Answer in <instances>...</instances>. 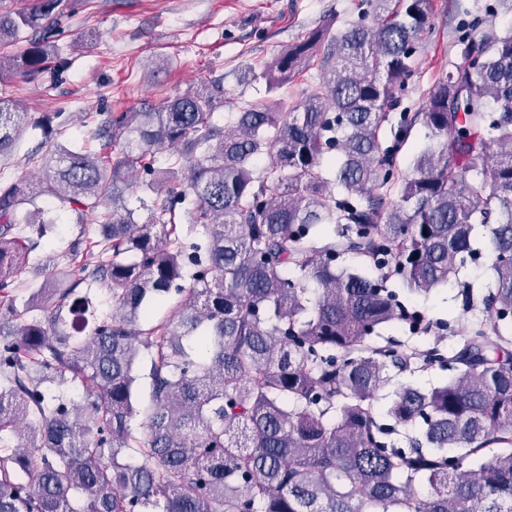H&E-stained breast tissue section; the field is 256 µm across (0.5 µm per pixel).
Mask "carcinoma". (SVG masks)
I'll return each instance as SVG.
<instances>
[{
	"instance_id": "obj_1",
	"label": "carcinoma",
	"mask_w": 512,
	"mask_h": 512,
	"mask_svg": "<svg viewBox=\"0 0 512 512\" xmlns=\"http://www.w3.org/2000/svg\"><path fill=\"white\" fill-rule=\"evenodd\" d=\"M61 5L0 13V44L35 33L20 64L0 57V75L51 68ZM357 9L349 27L326 22L241 73L273 91L320 56L319 82L291 107L273 99L221 127V78L99 112L93 138L109 151L52 150L36 183L0 180V443L19 441L0 455V512H512V31L474 17L421 111L393 115L434 0ZM20 117L0 98L1 158ZM36 126L60 133L68 117ZM163 149L175 160L161 169ZM133 172L151 193L142 223L127 204ZM39 197L83 231L70 261L47 260L46 279L19 296L47 232ZM477 224L492 225L480 294L459 278L477 259ZM392 280L412 295L457 283L475 318L447 324L452 352L383 337L424 321ZM95 283L107 316L79 292ZM433 367L448 379L392 384ZM53 384L82 387L83 403ZM398 426L415 429L406 448L391 440Z\"/></svg>"
}]
</instances>
